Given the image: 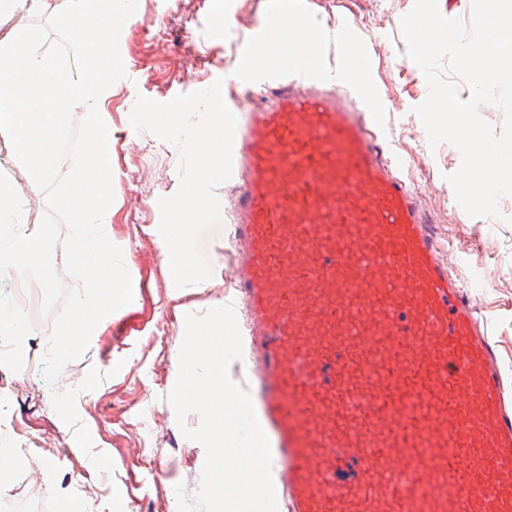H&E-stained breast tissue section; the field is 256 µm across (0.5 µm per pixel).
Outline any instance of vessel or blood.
Returning a JSON list of instances; mask_svg holds the SVG:
<instances>
[{"mask_svg":"<svg viewBox=\"0 0 512 512\" xmlns=\"http://www.w3.org/2000/svg\"><path fill=\"white\" fill-rule=\"evenodd\" d=\"M354 39L284 32L307 66L236 115L232 304L277 507L512 512V376L383 150L380 99L316 63Z\"/></svg>","mask_w":512,"mask_h":512,"instance_id":"obj_1","label":"vessel or blood"}]
</instances>
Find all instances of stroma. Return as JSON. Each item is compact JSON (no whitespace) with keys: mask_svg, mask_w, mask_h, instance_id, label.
Segmentation results:
<instances>
[{"mask_svg":"<svg viewBox=\"0 0 512 512\" xmlns=\"http://www.w3.org/2000/svg\"><path fill=\"white\" fill-rule=\"evenodd\" d=\"M275 2L137 0L126 21L119 42L126 76L113 85L104 120L112 133L111 240L122 250L133 301L100 322L81 357L51 383L42 362L63 306L44 310L40 285L25 280L28 335L0 358V409H7L17 443L0 466L8 475L0 499L9 512H59L65 499L79 512H178L176 486L190 496L197 491L205 450L183 436L168 396L186 314L222 306L232 294V226L222 217L200 238L211 278L173 287L158 201L178 190L177 151L135 131L129 116L138 96L167 102L218 79L226 105L246 110L276 79L293 77L289 66L256 74L248 85L227 77ZM414 2L305 0L303 8L321 29L343 20L355 29V42L328 48L322 65L333 69L353 53L369 58L370 84L383 102L384 149L405 156L402 175L433 220L440 255L512 373V195L500 198L496 218L470 217L458 204L447 177L462 156L447 142L430 147L415 112L428 85L400 31Z\"/></svg>","mask_w":512,"mask_h":512,"instance_id":"obj_1","label":"stroma"}]
</instances>
